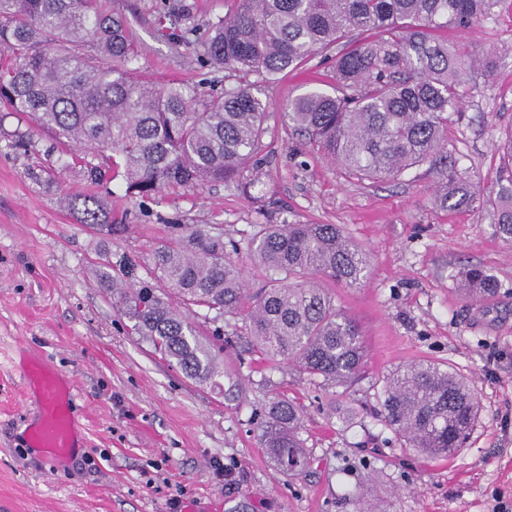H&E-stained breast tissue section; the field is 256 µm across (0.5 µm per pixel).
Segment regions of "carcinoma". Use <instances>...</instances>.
<instances>
[{
    "label": "carcinoma",
    "mask_w": 512,
    "mask_h": 512,
    "mask_svg": "<svg viewBox=\"0 0 512 512\" xmlns=\"http://www.w3.org/2000/svg\"><path fill=\"white\" fill-rule=\"evenodd\" d=\"M234 2L232 11L209 23L199 57L235 84L201 99L180 81L133 80L138 51L132 33L102 0H0V106L51 133L64 167L93 186L107 188L119 178L126 196L154 199L230 182L250 196L262 184L257 155L270 108L259 87L341 44L331 65L336 94L295 98L284 113L288 124L350 176L397 178L427 163L440 206L477 202L448 150V121L459 113L460 89L478 90L496 61L492 53L440 38L439 31L467 32L502 0ZM71 207L82 224L112 227V208L100 196L77 195ZM491 207L497 234L511 243L512 178L499 185ZM247 250L270 272L256 293L248 292L237 244L198 227L155 249L160 287L119 280L105 263L98 275L119 295L131 333L190 379L219 388L224 377L220 352L189 318L198 307L215 311L214 323L245 313L264 362H291L350 395L367 363L365 336L324 283L363 281L366 250L335 224H267ZM460 289L477 301L496 295L498 284L472 267L463 272ZM168 291L181 309L170 304ZM382 398L386 425L405 446L428 456L463 447L479 406L477 393L457 373L432 364L396 368ZM301 426V410L289 401L261 410V442L285 476L299 477L310 466Z\"/></svg>",
    "instance_id": "obj_1"
}]
</instances>
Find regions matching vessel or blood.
<instances>
[{
	"label": "vessel or blood",
	"mask_w": 512,
	"mask_h": 512,
	"mask_svg": "<svg viewBox=\"0 0 512 512\" xmlns=\"http://www.w3.org/2000/svg\"><path fill=\"white\" fill-rule=\"evenodd\" d=\"M23 378L39 404L38 420L28 435L30 446L43 449L52 462L66 457L77 446L70 386L62 374L37 360L25 365Z\"/></svg>",
	"instance_id": "1"
}]
</instances>
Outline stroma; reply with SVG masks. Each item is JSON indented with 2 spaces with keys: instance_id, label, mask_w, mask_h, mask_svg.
<instances>
[{
  "instance_id": "stroma-1",
  "label": "stroma",
  "mask_w": 512,
  "mask_h": 512,
  "mask_svg": "<svg viewBox=\"0 0 512 512\" xmlns=\"http://www.w3.org/2000/svg\"><path fill=\"white\" fill-rule=\"evenodd\" d=\"M186 3L201 40L208 21L231 7L106 0L132 31L139 77L178 80L205 97L223 92V73L182 43L179 23L168 36L157 32L158 16ZM444 36L497 58L448 125L460 174L486 200L512 176L496 150L512 129V0L469 32ZM333 56L320 52L263 85L270 115L257 198L221 183L135 201L115 181L107 201L120 229L110 235L73 213L71 198L89 187L63 168L51 135L0 111V512H492L495 498L512 502V243L497 235L491 208L436 205L428 165L361 181L284 122L294 98L333 93ZM216 224L243 246L264 224H336L366 249L367 279L331 289L367 341L366 374L350 400L331 406L321 381L288 362H262L239 317L222 327L219 389L187 378L130 333L97 275L101 262L151 282L155 247ZM471 265L495 278L497 295L464 300L457 278ZM28 357L74 387L83 445L52 466L27 441L38 417L23 385ZM414 362L454 370L479 396L470 435L453 456L402 447L382 419L387 374ZM275 399L303 412L311 465L298 479L276 471L256 428L257 409Z\"/></svg>"
}]
</instances>
